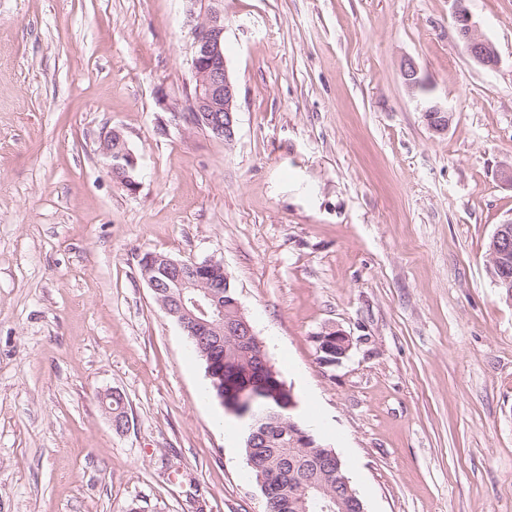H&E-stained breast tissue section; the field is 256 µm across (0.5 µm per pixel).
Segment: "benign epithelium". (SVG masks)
Listing matches in <instances>:
<instances>
[{
  "mask_svg": "<svg viewBox=\"0 0 512 512\" xmlns=\"http://www.w3.org/2000/svg\"><path fill=\"white\" fill-rule=\"evenodd\" d=\"M453 21L458 38L464 44L466 55L477 65L495 70L500 58L494 45L478 31L465 0H453ZM192 90L186 104L171 102L163 93H158V106L183 119L194 129L210 130L215 136L230 142L235 136L234 125L237 112V89L233 83L224 57V16L217 7H210L203 20L193 31ZM401 76L408 93L420 97V90L427 84L420 75L419 67L412 59L401 66ZM423 112L430 129L435 133L447 131L451 113L443 104L423 97ZM99 153L106 165L118 175V181L129 189L136 182L130 173L136 171L137 156L129 147L122 130L110 128L100 138ZM157 256L151 254L142 262L143 271L156 268ZM168 270L177 272L173 281L179 289V299L173 307L163 301L158 304L172 320L198 341H211L213 346L224 345V369L209 361V373L224 376V410L242 419L250 431L251 443L258 442V432L251 423V407L263 395H276L286 391L277 379L264 341L256 334L252 324L237 300L222 306L210 292L211 281L206 271L224 268L221 261L176 260L170 257L159 259ZM512 264V220L500 225L488 247L487 269L496 284L508 287L512 280L507 275ZM317 350L325 354L322 361L338 364L348 356L352 341L339 327H326L316 337ZM288 433L291 442L306 448H314L311 434L301 428L294 418H288ZM292 503L301 512H345L346 506L339 498L319 499L313 494L315 486L302 478L291 481Z\"/></svg>",
  "mask_w": 512,
  "mask_h": 512,
  "instance_id": "1",
  "label": "benign epithelium"
}]
</instances>
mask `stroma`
<instances>
[{
  "mask_svg": "<svg viewBox=\"0 0 512 512\" xmlns=\"http://www.w3.org/2000/svg\"><path fill=\"white\" fill-rule=\"evenodd\" d=\"M210 0H0V512H266L147 253L222 261L367 512H512V0H221L232 142L181 127ZM414 58L453 117L433 133ZM121 129L136 190L98 152ZM352 339L336 366L315 336ZM120 392L127 423L102 403ZM453 21L458 38L464 44L466 55L477 65L494 70L500 65V58L494 45L478 31L472 16L465 6V0H453ZM401 76L403 83L408 93L416 99L421 97L423 100V112L430 129L435 133H444L448 129L451 121V113L447 107L440 102L429 99L426 96L422 97L419 92L425 88H429L420 75L419 67L413 59H405L401 66ZM487 269L492 280L503 287L508 288L510 277L507 270L512 264V220L500 225L495 235L491 238L488 247Z\"/></svg>",
  "mask_w": 512,
  "mask_h": 512,
  "instance_id": "35a3bbf8",
  "label": "stroma"
}]
</instances>
